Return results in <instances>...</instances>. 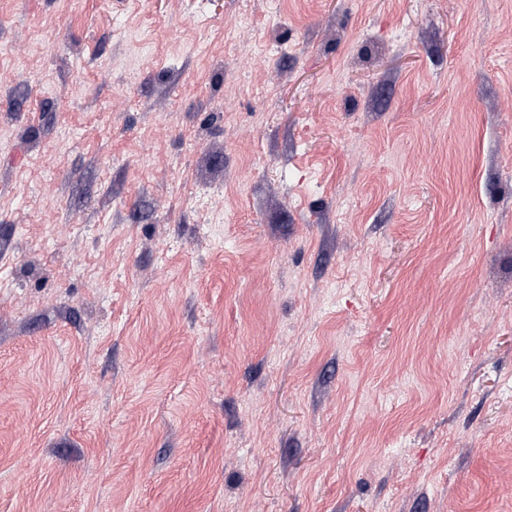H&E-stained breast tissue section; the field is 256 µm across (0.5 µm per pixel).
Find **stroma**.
<instances>
[{
	"mask_svg": "<svg viewBox=\"0 0 512 512\" xmlns=\"http://www.w3.org/2000/svg\"><path fill=\"white\" fill-rule=\"evenodd\" d=\"M0 512H512V0H0Z\"/></svg>",
	"mask_w": 512,
	"mask_h": 512,
	"instance_id": "35a3bbf8",
	"label": "stroma"
}]
</instances>
